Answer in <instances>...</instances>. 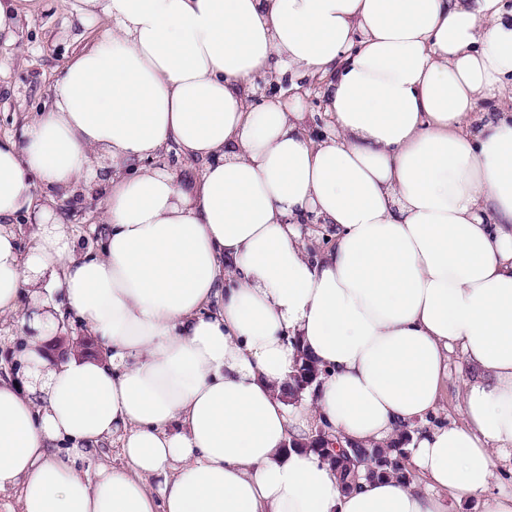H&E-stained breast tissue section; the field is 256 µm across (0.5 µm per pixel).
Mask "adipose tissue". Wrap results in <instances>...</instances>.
<instances>
[{"label": "adipose tissue", "mask_w": 512, "mask_h": 512, "mask_svg": "<svg viewBox=\"0 0 512 512\" xmlns=\"http://www.w3.org/2000/svg\"><path fill=\"white\" fill-rule=\"evenodd\" d=\"M78 2L106 28L0 139V512H512L502 0ZM290 71L319 78L323 136L300 100L250 103ZM172 146L204 164L188 186L152 164ZM79 190L103 204L86 254L57 214ZM66 314L93 349L57 356ZM454 350L463 420L432 425ZM303 352L325 374L292 402ZM324 422L410 431L409 479L345 491L301 445ZM111 439L123 467L79 469ZM0 321V377H6V375L14 374L17 370L11 350L6 349L4 345L6 339L14 333V324L8 320L1 319Z\"/></svg>", "instance_id": "obj_1"}]
</instances>
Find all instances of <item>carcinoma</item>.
I'll list each match as a JSON object with an SVG mask.
<instances>
[{
    "mask_svg": "<svg viewBox=\"0 0 512 512\" xmlns=\"http://www.w3.org/2000/svg\"><path fill=\"white\" fill-rule=\"evenodd\" d=\"M322 370L306 353H301L297 363L296 373L288 385V399H296L306 389L312 387L311 381L319 379ZM295 447L310 448L328 461L337 478L345 489L351 488V483L358 479L359 468L368 466L369 477H393L402 480L407 477L409 470L405 465V454L400 446L393 444L389 448L377 445H354L349 449H340L334 453L330 449L316 443L313 438L305 442H292Z\"/></svg>",
    "mask_w": 512,
    "mask_h": 512,
    "instance_id": "cac0c4a2",
    "label": "carcinoma"
}]
</instances>
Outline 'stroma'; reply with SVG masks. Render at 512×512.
<instances>
[{
	"label": "stroma",
	"instance_id": "1",
	"mask_svg": "<svg viewBox=\"0 0 512 512\" xmlns=\"http://www.w3.org/2000/svg\"><path fill=\"white\" fill-rule=\"evenodd\" d=\"M75 0H40L31 14L23 16L18 39L0 43V138H20L23 126L38 112L47 109L53 99L56 80L62 69L85 45L99 36L104 19L80 23L74 13ZM306 76L289 72L276 91L268 87L257 90L259 100L275 96L288 98L297 88L307 92V109L314 114L315 127H323L324 105L317 85H306ZM73 209V225L83 249H91L95 238L92 229L101 221L100 199L86 196L82 204L72 199L60 200L58 211Z\"/></svg>",
	"mask_w": 512,
	"mask_h": 512
}]
</instances>
